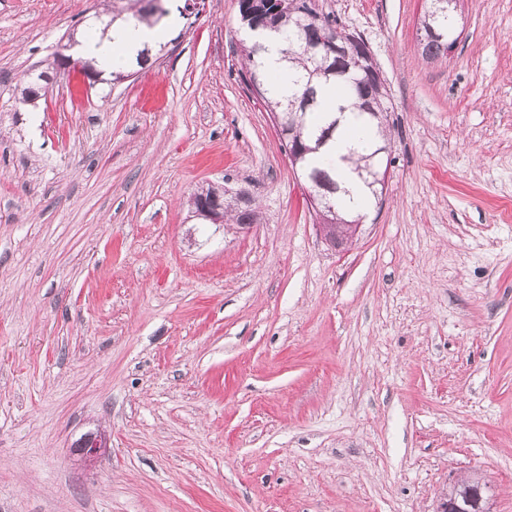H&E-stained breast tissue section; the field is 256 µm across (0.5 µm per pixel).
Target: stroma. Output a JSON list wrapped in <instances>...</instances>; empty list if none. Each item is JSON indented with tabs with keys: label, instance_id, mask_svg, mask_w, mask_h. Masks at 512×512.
Here are the masks:
<instances>
[{
	"label": "stroma",
	"instance_id": "obj_1",
	"mask_svg": "<svg viewBox=\"0 0 512 512\" xmlns=\"http://www.w3.org/2000/svg\"><path fill=\"white\" fill-rule=\"evenodd\" d=\"M199 3L113 85L54 64L102 0H0V512H437L473 473L512 512V0H460L435 61L427 0H315L387 91L383 200L342 250L239 0ZM209 186L258 223L193 218ZM428 35L433 38L428 39H422L420 40V44L422 45V53L423 55L428 58H437V57H444L447 56V44H448V54H450L453 50V43L456 44L458 36H455L456 34V28H452L449 32V36L451 39H453V42H446V47H444V44L442 42L438 41L444 39V35L440 32H438L433 27L429 26L427 28ZM436 38V39H434Z\"/></svg>",
	"mask_w": 512,
	"mask_h": 512
}]
</instances>
